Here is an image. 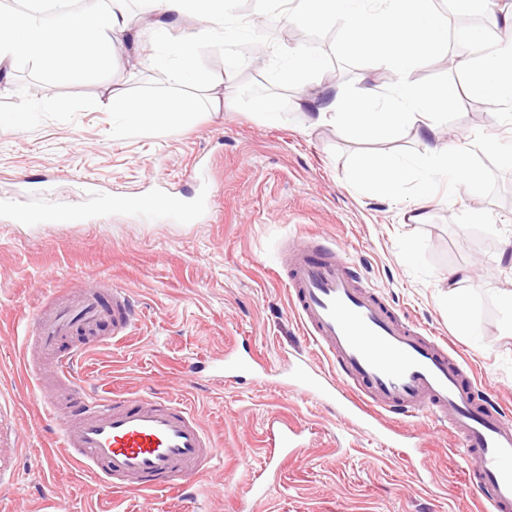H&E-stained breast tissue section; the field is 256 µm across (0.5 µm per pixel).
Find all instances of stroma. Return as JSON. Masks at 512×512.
<instances>
[{"mask_svg":"<svg viewBox=\"0 0 512 512\" xmlns=\"http://www.w3.org/2000/svg\"><path fill=\"white\" fill-rule=\"evenodd\" d=\"M323 61L307 79L316 93L351 90L371 75L387 91L385 71L358 54L349 36L305 27ZM467 46L421 59L425 86L443 88L455 109L448 127L466 134L481 178L470 190L445 185L425 223L410 222L409 187L400 201L360 191L351 181L358 155L370 150L413 161L421 136L403 127L386 142L356 143L338 128L309 127L295 90L274 83L279 59L244 62L224 109L212 111L202 91L197 108L176 128L127 127L111 95L163 90L159 69L171 62L156 50L157 69L129 82L137 51L126 46L118 65L100 72L60 70L18 60L0 82V200L65 212L67 224L0 220V476L13 484L0 512H238L225 481L268 460L266 430L276 420L306 430V445L275 466L276 478L259 512H482L466 486L470 462L446 429L423 424L427 447L418 464L364 435L340 402L318 403L292 386L298 359L335 374L303 333L290 302L281 253L289 239L314 236L337 244L395 309L444 337L474 370L476 387L512 421V314L498 291L512 288V162L485 143L491 131H512V108L488 111L457 79ZM276 96L281 116L265 120L261 103ZM39 111L25 112L22 102ZM201 167V181L186 178ZM101 196L150 199L165 192L184 201L211 190L213 215L198 224H159L153 214L95 211L84 200L85 180ZM473 211L482 222L470 220ZM479 265L470 295V335H461L448 304L451 269ZM97 287L104 302L125 289L139 310L128 336L99 343L77 363L87 391L169 394L186 401L215 438L221 454L192 482L193 498L170 489L145 494L101 487L69 466L40 392L66 397L60 380L27 363L31 317L53 309L68 293ZM261 357L260 381L241 373L225 379L217 364L228 348Z\"/></svg>","mask_w":512,"mask_h":512,"instance_id":"1","label":"stroma"}]
</instances>
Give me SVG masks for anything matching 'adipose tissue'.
<instances>
[{"label":"adipose tissue","mask_w":512,"mask_h":512,"mask_svg":"<svg viewBox=\"0 0 512 512\" xmlns=\"http://www.w3.org/2000/svg\"><path fill=\"white\" fill-rule=\"evenodd\" d=\"M122 2L109 0L103 7L82 10L0 7V70L10 69L20 58L84 70L111 66L118 45L134 44L139 38ZM289 2L290 19L350 34L353 48L371 54L393 76L386 100L366 77L348 92L299 95L296 105L306 110L309 125H336L355 141L387 138L408 125L422 130L425 142L415 166L417 188L407 212L411 222L425 221L435 201L437 179H448L459 188L472 187L474 168L466 142L455 139L437 120L439 111L451 107V100L436 98L429 87L410 79L415 63L443 48L448 38L447 21L435 12L433 0H376L373 8L367 7L366 0ZM144 17L154 44L169 47L175 57L165 73L168 91L134 100L116 97L112 108L124 113L130 125L159 118L174 127L193 110L191 103L176 98V91L189 84H207L196 60L198 44L221 38L225 66L235 70L254 25L227 14L225 0H146ZM487 23L495 33L494 45L466 62L464 69L477 74L468 85L470 93L482 97L489 110L496 112L512 103V7L499 15L489 14ZM407 168L404 162L367 155L355 165L353 177L364 189L393 195Z\"/></svg>","instance_id":"adipose-tissue-1"}]
</instances>
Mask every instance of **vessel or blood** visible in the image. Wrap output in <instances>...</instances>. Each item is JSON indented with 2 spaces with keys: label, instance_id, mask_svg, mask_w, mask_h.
I'll use <instances>...</instances> for the list:
<instances>
[{
  "label": "vessel or blood",
  "instance_id": "1",
  "mask_svg": "<svg viewBox=\"0 0 512 512\" xmlns=\"http://www.w3.org/2000/svg\"><path fill=\"white\" fill-rule=\"evenodd\" d=\"M154 206L165 219L181 222H199L211 212L206 196L192 203L163 197ZM311 244L307 237L288 251L292 302L304 333L339 373L331 381L305 378L303 395L340 398L347 414L388 447L399 445L391 418L447 423L458 447L475 461L470 491L487 512H512V422L477 401L470 367L446 340L399 315L365 285L345 255L326 256ZM134 321L131 299L119 289L108 305L86 291L51 314H38L35 342L45 364L78 395L75 404L55 413L63 456L74 469L114 489L186 488L218 456L193 409L159 393L82 395L72 367L83 351L60 349L67 336L95 334L106 322L113 337L124 336ZM271 445L282 455L295 452L299 434L281 424ZM248 480L250 498L240 502V512H256L268 492L262 471H251Z\"/></svg>",
  "mask_w": 512,
  "mask_h": 512
}]
</instances>
